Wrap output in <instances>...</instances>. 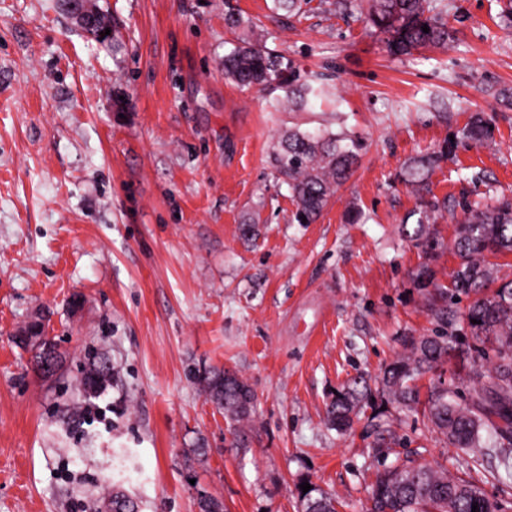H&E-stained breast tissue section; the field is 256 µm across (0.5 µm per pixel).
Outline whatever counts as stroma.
Listing matches in <instances>:
<instances>
[{
	"mask_svg": "<svg viewBox=\"0 0 512 512\" xmlns=\"http://www.w3.org/2000/svg\"><path fill=\"white\" fill-rule=\"evenodd\" d=\"M64 0H0V512H303L302 484L363 512L382 470L452 449L422 412L376 396L347 433L325 420L334 393L376 377L410 336L435 328L415 275L449 288L461 201L512 199V0H442L455 38L404 59L359 12L311 0H88L100 42ZM332 77L335 104L283 112L275 93L224 76L237 34ZM476 112L493 139H458ZM346 127L364 149L311 224L292 221L272 147L288 126ZM447 150L427 189L447 201L432 252L406 240L416 196L402 175ZM253 224L255 240L239 228ZM44 315L63 367L40 372L18 331ZM116 372L73 414L84 353ZM236 372L256 397L244 443L197 381Z\"/></svg>",
	"mask_w": 512,
	"mask_h": 512,
	"instance_id": "stroma-1",
	"label": "stroma"
}]
</instances>
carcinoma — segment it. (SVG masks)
<instances>
[{
  "label": "carcinoma",
  "instance_id": "1",
  "mask_svg": "<svg viewBox=\"0 0 512 512\" xmlns=\"http://www.w3.org/2000/svg\"><path fill=\"white\" fill-rule=\"evenodd\" d=\"M310 0H273V10L292 15L304 13ZM366 11V19L385 34L389 55L400 57L427 48H446L453 38L444 14L432 0H334L332 6L344 13L351 6ZM87 12L97 24L83 27L95 39L108 28L106 16L96 7ZM429 28L425 33L422 27ZM224 75L241 87L263 86L283 92L275 106L290 112H313L330 101L329 75H303L294 62L266 41L245 34L224 55ZM462 139L484 144L492 140V123L483 113H474L460 131ZM363 147L361 138L347 129L333 132L328 128L313 131L290 127L276 145L273 156L279 175L288 184L295 203L297 223L314 222L336 190L351 175ZM446 154H424L411 163L403 174L404 182L418 194L417 224L401 225L402 235L432 246L431 226L445 218V204L427 198L423 185L435 164ZM453 249L460 258L452 274V292L432 281L428 268L418 278L428 293L430 312L437 325H448V299L466 295L471 302L464 318L475 352L463 366L464 376L473 384L470 400L461 405L452 398V389H430L425 410L432 426L448 443L474 460L493 459L497 464L488 474L502 483L512 482V280H497L488 255L512 254V201L497 206L472 209L462 206ZM478 323H473V320ZM496 344L495 359L486 357L480 346ZM464 354L456 337L447 335L411 336L405 340L404 352L384 370L379 380L382 391L400 404L411 407L420 402L417 381L431 373L444 359ZM104 360L93 358L81 379L85 395L92 396L111 378L112 370H103ZM208 400L218 399L235 441L243 435L242 424L250 419L254 394L250 385L235 373L213 368L197 376ZM372 389L358 377L336 394L327 410L329 422L338 431L351 427L352 414L359 403L368 402ZM304 512H336L332 495L314 488L302 494ZM477 510H472V505ZM366 512H501L482 486L472 477L451 474L436 464H416L407 460L384 469L377 475L369 494Z\"/></svg>",
  "mask_w": 512,
  "mask_h": 512
}]
</instances>
